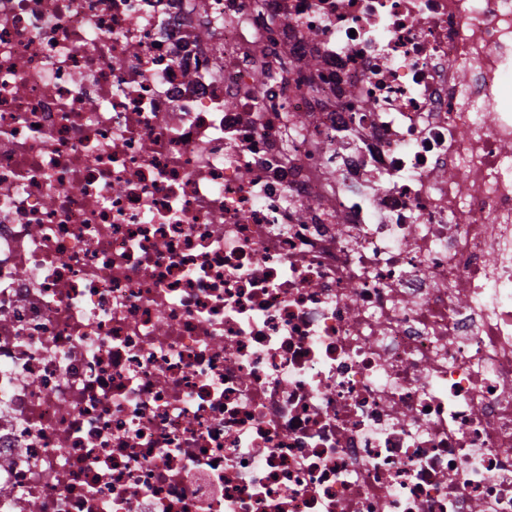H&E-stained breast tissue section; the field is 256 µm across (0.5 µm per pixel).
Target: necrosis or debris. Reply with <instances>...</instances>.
Wrapping results in <instances>:
<instances>
[{
  "label": "necrosis or debris",
  "mask_w": 512,
  "mask_h": 512,
  "mask_svg": "<svg viewBox=\"0 0 512 512\" xmlns=\"http://www.w3.org/2000/svg\"><path fill=\"white\" fill-rule=\"evenodd\" d=\"M511 78L512 0H0V512H512Z\"/></svg>",
  "instance_id": "obj_1"
}]
</instances>
